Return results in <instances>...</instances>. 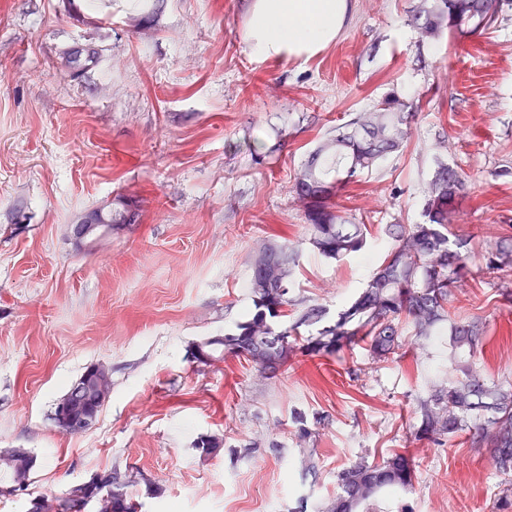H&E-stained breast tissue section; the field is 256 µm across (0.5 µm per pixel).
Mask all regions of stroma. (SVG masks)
<instances>
[{"label": "stroma", "instance_id": "obj_1", "mask_svg": "<svg viewBox=\"0 0 512 512\" xmlns=\"http://www.w3.org/2000/svg\"><path fill=\"white\" fill-rule=\"evenodd\" d=\"M421 2L349 0L326 48L260 58L259 0H0V448L38 457L29 495L0 512L110 469L144 473L143 512H292L302 498L321 512L341 469L396 451L415 464L411 512H493L512 478L486 450L410 437L422 398L452 376L447 337L386 362L362 346L298 352L272 379L187 354L246 313L248 256L265 239L303 244L293 297L346 305L383 261L386 226L422 222L442 160L467 185L457 311L482 323L476 370L512 385V276L486 271L478 238L486 224L512 236V0L489 29L435 39L409 22ZM87 48L95 62L74 69ZM391 93L418 102L413 137L333 200L366 225L367 257L325 260L304 244L295 174ZM105 205L129 223L70 236ZM96 362L112 367L109 400L86 432H59L55 399ZM210 435L224 446L203 461L192 443Z\"/></svg>", "mask_w": 512, "mask_h": 512}]
</instances>
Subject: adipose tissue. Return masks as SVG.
<instances>
[{
    "mask_svg": "<svg viewBox=\"0 0 512 512\" xmlns=\"http://www.w3.org/2000/svg\"><path fill=\"white\" fill-rule=\"evenodd\" d=\"M348 0H261L252 29L256 55L311 56L338 37Z\"/></svg>",
    "mask_w": 512,
    "mask_h": 512,
    "instance_id": "obj_1",
    "label": "adipose tissue"
}]
</instances>
